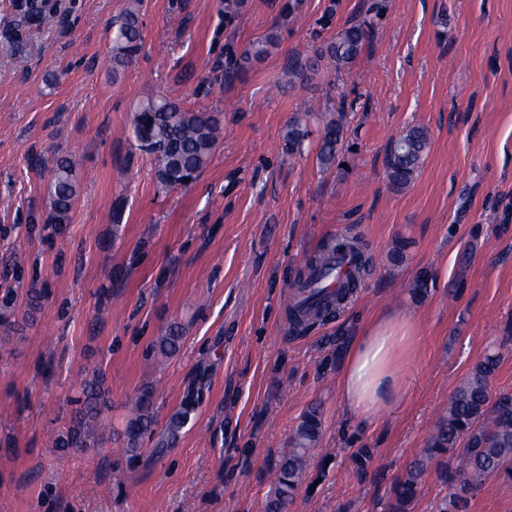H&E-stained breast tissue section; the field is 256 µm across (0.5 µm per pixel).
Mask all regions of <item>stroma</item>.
<instances>
[{"instance_id":"obj_1","label":"stroma","mask_w":512,"mask_h":512,"mask_svg":"<svg viewBox=\"0 0 512 512\" xmlns=\"http://www.w3.org/2000/svg\"><path fill=\"white\" fill-rule=\"evenodd\" d=\"M286 2L141 0L143 49L116 71L113 21L131 0H59L63 25L28 29L23 64H0V512H266L312 406L321 433L288 512H384L455 387L512 334V0H388L349 67L295 81L288 57L363 20L369 0ZM273 28L278 45L225 81ZM154 95L223 115L189 187L161 189L135 146L133 110ZM329 98L345 101L346 142L324 170L321 121L303 153L283 134ZM412 126L429 148L396 191L386 153ZM70 154L78 198L69 223L50 224L51 167ZM351 236L372 271L333 318L290 333L298 272ZM386 309L417 317L407 395L348 416L340 364ZM98 372L115 432L154 391L136 462L117 439L54 444ZM191 389L195 411L159 447Z\"/></svg>"}]
</instances>
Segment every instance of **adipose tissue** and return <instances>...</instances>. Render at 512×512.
<instances>
[{
    "mask_svg": "<svg viewBox=\"0 0 512 512\" xmlns=\"http://www.w3.org/2000/svg\"><path fill=\"white\" fill-rule=\"evenodd\" d=\"M417 320L404 312L369 319L350 343L337 378L339 399L351 414L370 418L397 405L407 392L405 367Z\"/></svg>",
    "mask_w": 512,
    "mask_h": 512,
    "instance_id": "1",
    "label": "adipose tissue"
}]
</instances>
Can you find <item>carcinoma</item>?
<instances>
[{
    "label": "carcinoma",
    "mask_w": 512,
    "mask_h": 512,
    "mask_svg": "<svg viewBox=\"0 0 512 512\" xmlns=\"http://www.w3.org/2000/svg\"><path fill=\"white\" fill-rule=\"evenodd\" d=\"M373 22L362 21L340 30L336 38L313 49L305 59L288 60V76L302 79L305 71H319V67L339 71L351 64L371 36ZM278 31H269L265 40L253 45L242 56L246 64L268 53L277 45ZM143 44L139 9L130 5L115 21L112 36V71L118 72L138 57ZM25 53L22 41L9 42L0 49V59L13 64ZM219 119L211 112L193 111L166 96L149 97L136 107L132 119V133L138 149L149 156L154 166L157 184L172 190L188 186L208 165L219 135ZM309 137L302 119L296 117L284 134L288 152H300ZM344 126L342 119H329L323 127L318 144L317 159L324 167L333 165L343 150ZM429 146L426 128L412 126L401 134L387 153V174L394 189L406 187L422 165ZM51 224H64L71 218L77 197L74 162L63 156L53 162L51 173ZM351 252L356 257V269L349 287L358 288L369 266V257L355 238L345 237L328 245L324 253L310 262L305 274L299 276L295 287L307 293L306 307L298 302L289 308L293 329H304L324 317L331 301L323 291L314 287L318 273L326 268L333 256ZM500 355L491 352L477 362L469 374L454 389L448 410L429 437L426 448L411 463L394 487L395 502L390 512H406L420 491L423 476L429 468L439 470L451 493L440 505L439 512H468L469 503L481 491L491 476L504 475L512 479V395L502 394L491 399L490 382L499 367ZM83 407L76 411L66 433L57 444L62 448H83L87 441L100 432L99 417L106 406L104 379L97 375L84 385ZM153 390L144 389L135 398L134 416L124 429L126 450L139 457V445L153 423ZM195 399L187 395L183 407L171 417L166 428L167 440H176L178 433L194 410ZM319 410L310 408L290 440V448L276 469L274 496L267 505L268 512H285L293 500L298 482L306 468L309 451L320 436Z\"/></svg>",
    "instance_id": "obj_1"
}]
</instances>
